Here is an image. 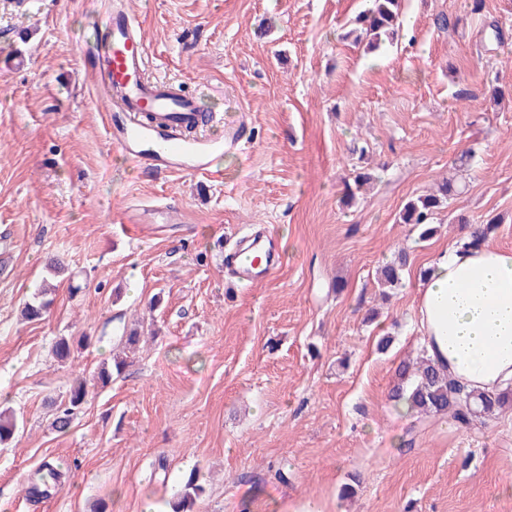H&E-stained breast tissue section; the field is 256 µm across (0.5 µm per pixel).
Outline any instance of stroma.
<instances>
[{"label": "stroma", "instance_id": "1", "mask_svg": "<svg viewBox=\"0 0 512 512\" xmlns=\"http://www.w3.org/2000/svg\"><path fill=\"white\" fill-rule=\"evenodd\" d=\"M108 2L0 0V410L23 419L0 445V512H168L193 469L197 512L310 497L323 512H512V410L464 428L389 398L399 363L423 353L420 273L462 236L456 215L498 218L489 241L512 249V0L478 15L466 0H404L397 42L373 52L348 37L366 0H124L148 77L251 123L250 147L217 159L219 182L112 149L84 46ZM14 57L25 66L6 67ZM360 171L375 182L344 204ZM445 177L466 189L420 239L399 212ZM160 202L183 223L129 238L126 207ZM247 224L278 234L283 258L237 287L218 244ZM401 250L402 285L381 292L377 270ZM53 256L70 279L47 270ZM43 283L49 312L23 321ZM132 327L130 366L53 430L50 400ZM85 334L57 361L56 337ZM46 460L64 486L28 496Z\"/></svg>", "mask_w": 512, "mask_h": 512}]
</instances>
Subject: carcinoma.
<instances>
[{
	"instance_id": "1",
	"label": "carcinoma",
	"mask_w": 512,
	"mask_h": 512,
	"mask_svg": "<svg viewBox=\"0 0 512 512\" xmlns=\"http://www.w3.org/2000/svg\"><path fill=\"white\" fill-rule=\"evenodd\" d=\"M402 0H370V7L356 17L357 41L368 39L373 47L383 37L394 39L398 36L401 25ZM458 192V187L450 180L439 188V193L413 198L404 205L399 214V222L412 224L419 229L421 238L433 235L434 215L448 203L451 195ZM497 221L485 224H468L470 244L478 245L485 241L494 230ZM407 265V256L400 252L387 262L379 271L378 281L383 286L401 285L402 273ZM48 289L39 290L37 297L24 303L22 316L28 321L39 320L48 310L51 301L45 299ZM91 338L81 336L78 339L59 337L53 345V354L57 360L65 362L70 359L74 345L85 346ZM125 361L115 359L112 367L101 366L96 372L97 382L106 386L112 381L113 373H121ZM88 384L82 375L76 376L69 393L55 408L51 426L58 432L70 428L74 415L86 404ZM391 399L402 400L410 404L417 414L431 416H449L457 424L471 427L476 422L483 423L505 407H512V386L497 393L467 392L448 379L438 366L423 355L412 362L403 363L396 374L391 391ZM19 420L14 414H0V443L11 439L18 429ZM31 489L38 495H49L61 485V474L53 462L45 460L30 479ZM203 487L199 484L197 471L185 475L177 501L172 512H193L196 501L200 498Z\"/></svg>"
}]
</instances>
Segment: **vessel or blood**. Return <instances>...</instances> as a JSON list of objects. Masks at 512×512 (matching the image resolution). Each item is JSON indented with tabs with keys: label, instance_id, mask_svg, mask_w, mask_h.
<instances>
[{
	"label": "vessel or blood",
	"instance_id": "1",
	"mask_svg": "<svg viewBox=\"0 0 512 512\" xmlns=\"http://www.w3.org/2000/svg\"><path fill=\"white\" fill-rule=\"evenodd\" d=\"M107 39L93 44L92 68L98 95L108 104L105 125L113 147L138 164L159 171L209 173L214 156L241 152L249 142L247 123L224 124L222 116L201 114L196 100L170 84L145 77L147 44L139 22L124 7L113 6L101 18ZM219 124L220 136L205 134ZM180 208L170 205L124 211L123 221L146 231L151 224L181 223ZM280 244L268 228L239 238L224 254V267L237 281L268 278L279 267Z\"/></svg>",
	"mask_w": 512,
	"mask_h": 512
}]
</instances>
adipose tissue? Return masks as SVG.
Here are the masks:
<instances>
[{
  "label": "adipose tissue",
  "mask_w": 512,
  "mask_h": 512,
  "mask_svg": "<svg viewBox=\"0 0 512 512\" xmlns=\"http://www.w3.org/2000/svg\"><path fill=\"white\" fill-rule=\"evenodd\" d=\"M415 315L427 356L465 390L512 385V249L448 246L417 290Z\"/></svg>",
  "instance_id": "obj_1"
}]
</instances>
